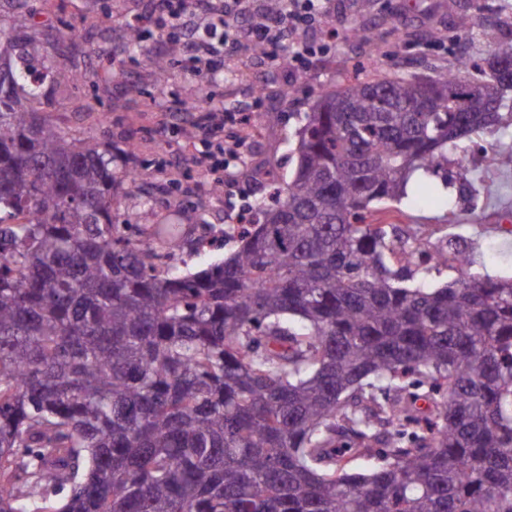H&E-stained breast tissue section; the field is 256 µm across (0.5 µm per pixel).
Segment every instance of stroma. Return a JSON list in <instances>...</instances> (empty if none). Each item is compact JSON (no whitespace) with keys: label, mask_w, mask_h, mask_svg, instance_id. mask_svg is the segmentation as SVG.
Returning a JSON list of instances; mask_svg holds the SVG:
<instances>
[{"label":"stroma","mask_w":512,"mask_h":512,"mask_svg":"<svg viewBox=\"0 0 512 512\" xmlns=\"http://www.w3.org/2000/svg\"><path fill=\"white\" fill-rule=\"evenodd\" d=\"M149 8L148 0H0V29L38 32L53 44L64 69L81 73L78 81L47 79L42 111L72 137L108 143L117 152L131 150L128 166L139 181L122 196L117 221L134 239L145 238L155 224L183 225L176 256L196 269L235 249L224 231L260 198L258 170L269 168L283 177L292 171L295 132L323 90L360 66L371 73L449 69L461 58L490 54L512 37V0H494L490 7L478 0H373L365 11L356 0H336L337 36L329 40L324 31L309 32V39L325 41L327 51L312 58L308 70L253 58L269 85L267 97L259 101L235 76L237 52H228L224 73L212 78L207 90L227 108L258 102L265 133L250 142L241 161L231 162L233 186L217 192L191 162L192 154L204 148L202 137L186 136L182 122L194 108L197 79L178 68L157 79L152 60L167 50L157 31L145 32L142 50L127 44L129 28L140 26ZM463 15L473 20L466 30L458 26ZM359 24L390 48L391 56L376 55L370 45L352 38L350 31ZM283 87L291 88L295 99L281 100ZM446 193V207L436 199L419 204L417 189L401 206L429 244L462 236L473 270L512 276V232L506 230L512 225V173L491 178L482 166L464 170L452 163Z\"/></svg>","instance_id":"obj_1"}]
</instances>
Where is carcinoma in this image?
<instances>
[{"mask_svg":"<svg viewBox=\"0 0 512 512\" xmlns=\"http://www.w3.org/2000/svg\"><path fill=\"white\" fill-rule=\"evenodd\" d=\"M37 59L0 91V512H512V280L427 287L470 254L395 221L512 112V40L324 91L196 272L116 223L130 169L37 111Z\"/></svg>","mask_w":512,"mask_h":512,"instance_id":"cac0c4a2","label":"carcinoma"}]
</instances>
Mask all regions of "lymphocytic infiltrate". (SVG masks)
I'll return each mask as SVG.
<instances>
[{
	"mask_svg": "<svg viewBox=\"0 0 512 512\" xmlns=\"http://www.w3.org/2000/svg\"><path fill=\"white\" fill-rule=\"evenodd\" d=\"M335 10L334 0H278L273 11L266 0H161L160 9L150 13L147 21L175 39L181 61L205 83L223 69L228 36L233 32L246 49L264 47L269 61H278L284 47L290 69H307L310 59L322 51L307 34L330 20ZM252 118L250 106L224 109L211 101L191 117L190 126L201 131L208 144L193 162L212 176L214 184H225L228 161L246 150L245 141L236 134L225 137V129L237 132Z\"/></svg>",
	"mask_w": 512,
	"mask_h": 512,
	"instance_id": "obj_1",
	"label": "lymphocytic infiltrate"
}]
</instances>
